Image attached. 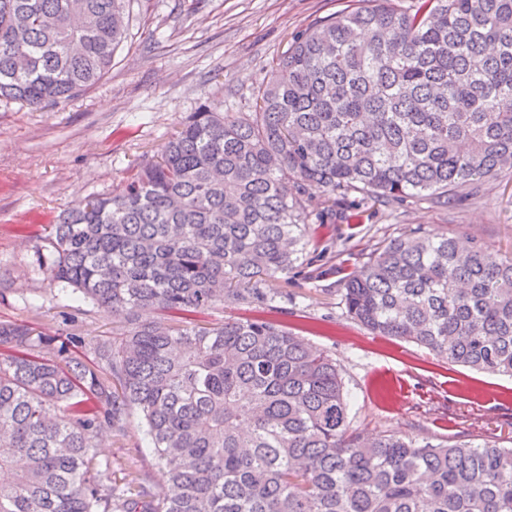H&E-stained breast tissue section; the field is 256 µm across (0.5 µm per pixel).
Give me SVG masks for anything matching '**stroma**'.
Returning <instances> with one entry per match:
<instances>
[{
    "mask_svg": "<svg viewBox=\"0 0 512 512\" xmlns=\"http://www.w3.org/2000/svg\"><path fill=\"white\" fill-rule=\"evenodd\" d=\"M351 0H132L129 35L111 72L84 95L34 110L0 102V283L16 292L0 318L56 322L69 297H35L47 282L29 267L39 235L63 210L120 187L159 153L182 118L207 105L245 112L270 79L273 58L293 36L335 16ZM355 220L311 225L305 254L278 286L276 308L228 306L212 320L261 316L287 326L335 359L349 399L350 426L364 435L465 440L512 447V377L448 363L428 349L376 336L346 313L344 279L379 242L413 230L481 241L489 258L512 252V170L487 179L460 207L428 199L355 200ZM144 431L132 413L123 442L103 434L99 455L113 479L140 471L160 483Z\"/></svg>",
    "mask_w": 512,
    "mask_h": 512,
    "instance_id": "1",
    "label": "stroma"
}]
</instances>
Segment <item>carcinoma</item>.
<instances>
[{"label":"carcinoma","instance_id":"obj_1","mask_svg":"<svg viewBox=\"0 0 512 512\" xmlns=\"http://www.w3.org/2000/svg\"><path fill=\"white\" fill-rule=\"evenodd\" d=\"M127 0H0V101L34 109L112 70ZM512 169V0H374L295 36L250 112L189 113L120 188L64 210L31 265L112 309L0 319V512H512V448L350 429L336 362L263 317L310 224L349 194L403 202ZM328 196L313 202L306 186ZM378 336L512 376V252L414 230L343 282ZM153 309L163 315L140 320ZM142 416L162 483L103 480L99 437ZM115 320L107 308H94L92 314L82 319V322L79 318V332L86 342H93L100 336L109 335Z\"/></svg>","mask_w":512,"mask_h":512}]
</instances>
